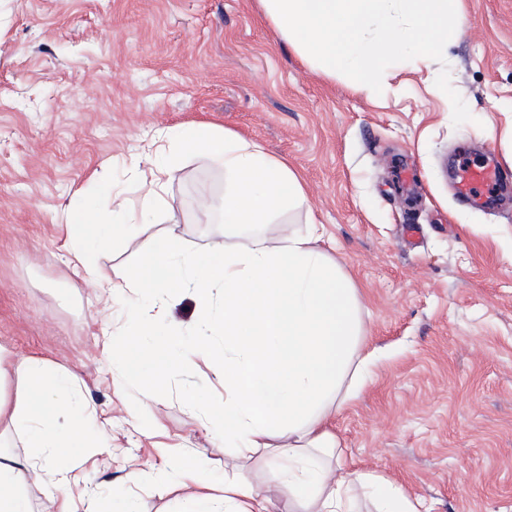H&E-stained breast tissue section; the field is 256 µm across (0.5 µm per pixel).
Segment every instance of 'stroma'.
<instances>
[{
  "mask_svg": "<svg viewBox=\"0 0 512 512\" xmlns=\"http://www.w3.org/2000/svg\"><path fill=\"white\" fill-rule=\"evenodd\" d=\"M462 32L443 62L390 66L383 91L315 72L258 0H0V346L65 370L92 409L103 450L73 467L72 512L123 496L138 512H188L225 481L276 498L261 455L225 447L211 404L224 386L206 361L169 373L160 391L138 351L112 358L122 303L69 253L63 211L90 178L138 207L159 132L210 122L301 173L306 207L285 233L318 225L321 248L363 293L361 345L374 352L362 394L331 421L356 467L394 480L418 512H512V182L482 205L455 196L456 171L495 160L512 114V0H463ZM448 68L473 119L452 123L435 85ZM224 172L189 154L167 185L174 230L192 248L223 237L201 196ZM148 232V233H149ZM146 235V234H145ZM145 235L97 251L119 270ZM199 395L207 409L190 406ZM146 408L153 430L128 413ZM201 466L198 483L162 479L163 449Z\"/></svg>",
  "mask_w": 512,
  "mask_h": 512,
  "instance_id": "stroma-1",
  "label": "stroma"
}]
</instances>
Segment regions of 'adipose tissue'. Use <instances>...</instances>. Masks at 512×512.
Masks as SVG:
<instances>
[{"label":"adipose tissue","mask_w":512,"mask_h":512,"mask_svg":"<svg viewBox=\"0 0 512 512\" xmlns=\"http://www.w3.org/2000/svg\"><path fill=\"white\" fill-rule=\"evenodd\" d=\"M188 152L223 168L222 203L202 199L200 211L207 215L222 208L225 224L238 238L235 245L217 242L190 250L176 234L152 235L143 263L115 279L87 246L93 237L109 240L125 218L123 202L108 214L99 208L113 196L112 186L89 182L81 206L61 218L71 254L104 294L150 291V307L131 316V330L113 355L142 347L157 384L197 356L212 358L224 381L218 403L224 420L214 430L223 433L225 447L267 455L289 512H356L357 499L366 492L374 496L377 512H416L401 488L383 476L341 457L332 465L317 460L338 447L330 420L357 396L369 358L359 346L361 291L318 247L316 224L285 236L269 229L273 215L305 204L301 174L259 144L214 124L176 126L159 136L153 152L154 187L143 200L142 226L169 219L166 185ZM175 285L194 303L198 338L191 344L172 330L163 339L155 337ZM10 379L17 383L15 401L0 396V418L8 417L21 431L31 453L22 463L0 458V512H31L22 490L23 466L48 473L47 498L56 503L70 481L66 460L100 442L86 429L88 408L76 398L67 373H49L37 359L15 362L0 354V385Z\"/></svg>","instance_id":"adipose-tissue-1"}]
</instances>
